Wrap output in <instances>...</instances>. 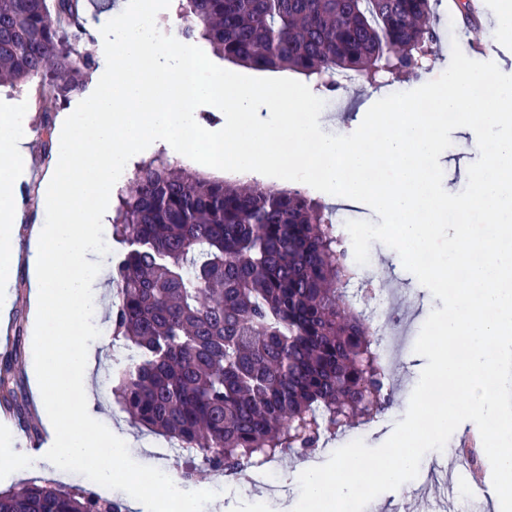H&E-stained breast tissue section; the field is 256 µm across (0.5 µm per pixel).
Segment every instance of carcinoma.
Wrapping results in <instances>:
<instances>
[{"label": "carcinoma", "mask_w": 512, "mask_h": 512, "mask_svg": "<svg viewBox=\"0 0 512 512\" xmlns=\"http://www.w3.org/2000/svg\"><path fill=\"white\" fill-rule=\"evenodd\" d=\"M182 34L261 71L291 70L334 90L350 75L416 78L435 53L431 0H180ZM80 0H0V84L38 82L47 116L96 68L73 45ZM337 210L301 188L231 185L158 156L112 208L127 244L116 265L113 335L133 364L110 365L128 421L190 455L181 472H244L255 460L304 456L329 428L394 404L386 340L350 296L355 279ZM21 351L0 360V408ZM0 512H123L83 488L30 483L0 492Z\"/></svg>", "instance_id": "obj_1"}]
</instances>
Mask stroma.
<instances>
[{
    "mask_svg": "<svg viewBox=\"0 0 512 512\" xmlns=\"http://www.w3.org/2000/svg\"><path fill=\"white\" fill-rule=\"evenodd\" d=\"M431 23L440 33L441 41L433 61L420 78L403 83L396 82L390 86L382 81L374 87L351 84L335 91L317 84L315 79H307L306 84L311 91L329 103L328 121L323 124V131L330 134L338 133L340 124L350 123L354 119L359 107L368 101L374 89L382 90L389 86L393 90L407 92L437 78L448 67L451 60V45L455 42L463 48L471 43L484 45V60L495 62L503 73L512 75V36L499 34L494 27L493 15H486L482 19L466 18L458 11L449 9L448 0H435ZM33 99V89H18L6 84L0 86V100L10 104L24 101L29 104L24 117V130L31 138V163L27 176L18 183L15 194V205L23 216L24 225L27 226L42 217L38 207L37 191L49 168V162L44 157L45 136L41 131L43 117L33 107ZM373 250L372 274L376 286L393 290L395 303L406 310L411 321L407 348L389 359L396 403L360 427L337 436L326 437L320 447L310 449V456L315 457L321 464L325 463L336 449L359 438L371 447L381 445L391 435L397 421L403 420L411 394L426 363L424 357L414 352L413 346L430 312L442 306L441 300L435 299L403 264L398 263L395 250L378 241L374 242ZM30 313L28 270L22 267L17 271L13 297L4 321L10 329L12 344L20 348L22 357L26 360L32 355ZM103 375L104 372L100 369L94 374V397L100 422L112 427L116 432L132 434L134 442L129 452L135 462L181 472L182 455L167 449L163 437L140 432L129 424L125 413L113 403L110 387L102 385ZM50 439L47 429L32 433L28 431L26 422L22 419L13 417L0 423V456L14 457L25 467L24 475L20 478L0 473V490L17 489L31 482L51 483L54 466L45 457V444ZM447 458L448 454L444 451L427 453L414 480L406 482L397 490L379 495L368 504L365 512H391L392 507L396 505L407 508L408 512H442L447 491L441 483L428 480L427 475L431 463ZM297 464L298 460L294 457L275 460L270 466L275 474L274 480L271 481L247 479L240 484H230L221 473L214 472L207 479L192 483L191 488L195 491H215V498L205 505L203 512H293L300 489L298 485L293 484L290 475Z\"/></svg>",
    "mask_w": 512,
    "mask_h": 512,
    "instance_id": "stroma-1",
    "label": "stroma"
}]
</instances>
